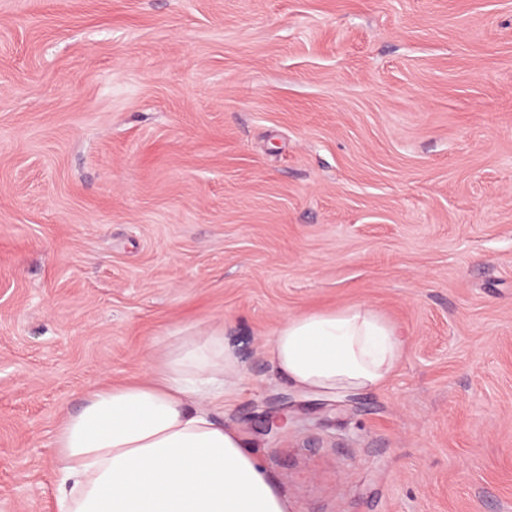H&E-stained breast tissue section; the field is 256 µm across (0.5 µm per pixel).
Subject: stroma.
<instances>
[{
  "mask_svg": "<svg viewBox=\"0 0 512 512\" xmlns=\"http://www.w3.org/2000/svg\"><path fill=\"white\" fill-rule=\"evenodd\" d=\"M362 303L382 387L274 377L279 321ZM217 324L288 512H512V0H0V512Z\"/></svg>",
  "mask_w": 512,
  "mask_h": 512,
  "instance_id": "35a3bbf8",
  "label": "stroma"
}]
</instances>
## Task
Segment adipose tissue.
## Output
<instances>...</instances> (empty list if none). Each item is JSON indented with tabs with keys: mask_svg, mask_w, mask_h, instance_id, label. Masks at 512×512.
<instances>
[{
	"mask_svg": "<svg viewBox=\"0 0 512 512\" xmlns=\"http://www.w3.org/2000/svg\"><path fill=\"white\" fill-rule=\"evenodd\" d=\"M406 345L398 326L357 304L285 317L264 354L292 388L335 395L382 386ZM161 346L147 380L97 386L63 418L61 512H288L249 443L213 417L243 378L223 327Z\"/></svg>",
	"mask_w": 512,
	"mask_h": 512,
	"instance_id": "adipose-tissue-1",
	"label": "adipose tissue"
}]
</instances>
